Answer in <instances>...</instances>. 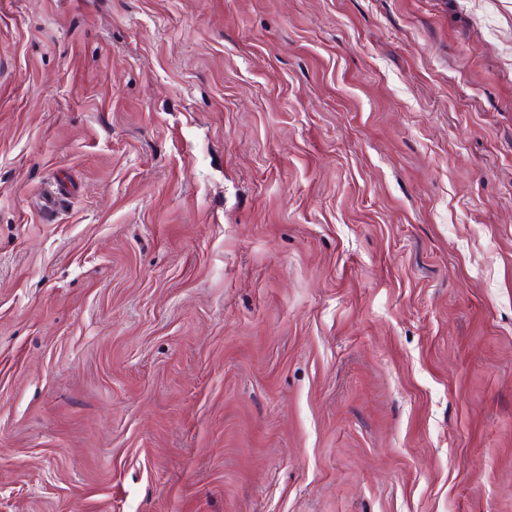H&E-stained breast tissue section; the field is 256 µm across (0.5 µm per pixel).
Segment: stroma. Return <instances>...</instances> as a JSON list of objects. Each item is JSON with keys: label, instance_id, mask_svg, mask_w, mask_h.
<instances>
[{"label": "stroma", "instance_id": "obj_1", "mask_svg": "<svg viewBox=\"0 0 512 512\" xmlns=\"http://www.w3.org/2000/svg\"><path fill=\"white\" fill-rule=\"evenodd\" d=\"M0 512H512V0H0Z\"/></svg>", "mask_w": 512, "mask_h": 512}]
</instances>
